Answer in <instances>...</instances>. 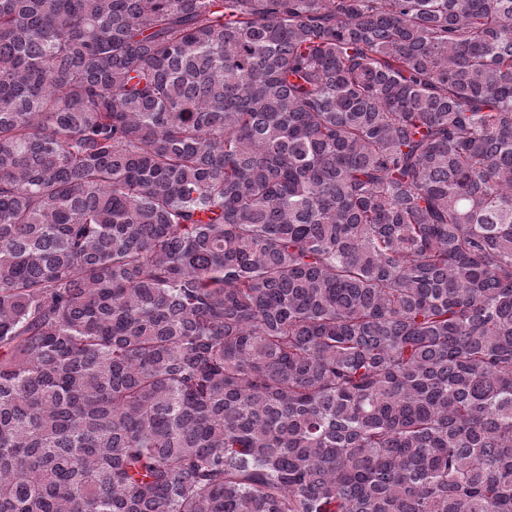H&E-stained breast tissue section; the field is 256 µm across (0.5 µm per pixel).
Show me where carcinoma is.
Here are the masks:
<instances>
[{"instance_id": "cac0c4a2", "label": "carcinoma", "mask_w": 512, "mask_h": 512, "mask_svg": "<svg viewBox=\"0 0 512 512\" xmlns=\"http://www.w3.org/2000/svg\"><path fill=\"white\" fill-rule=\"evenodd\" d=\"M0 512H512V0H0Z\"/></svg>"}]
</instances>
